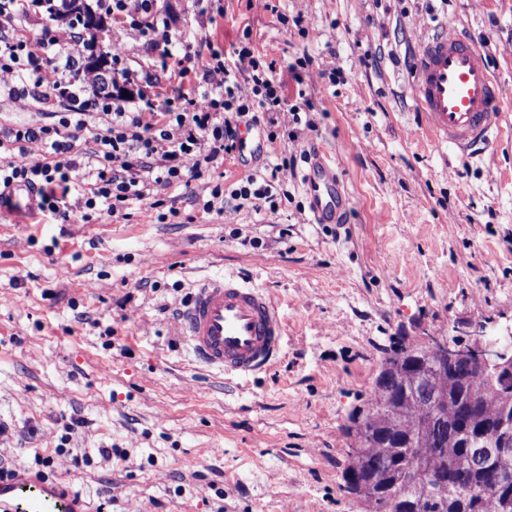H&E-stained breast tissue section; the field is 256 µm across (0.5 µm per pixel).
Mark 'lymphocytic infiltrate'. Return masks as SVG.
I'll use <instances>...</instances> for the list:
<instances>
[{
  "mask_svg": "<svg viewBox=\"0 0 512 512\" xmlns=\"http://www.w3.org/2000/svg\"><path fill=\"white\" fill-rule=\"evenodd\" d=\"M54 17H69L70 0H0V95L24 103L42 88L69 93L84 76L74 47L61 46L50 37L31 46L15 35L27 23L32 10ZM100 10L105 17H131L146 44L166 47L171 40L167 15L155 9V0H108ZM65 57L63 70L51 69L53 57ZM236 66H229L213 50L209 39H201L189 53L194 68L213 89L214 98H196L183 87H174L163 99L140 97L138 104L118 93L94 92L78 109L55 125L26 126L0 130V199H7L19 186L36 190L37 208L57 223L70 219L65 197L76 177L89 182L87 209L107 205L109 214L122 216L127 205L142 202L143 219L157 221V187L180 185L199 179L234 156L240 146L241 126L266 124L269 141L279 133L297 140L299 129L316 131L312 106L284 105L285 83L275 69L262 65L249 47L237 52ZM92 112H106L110 122L94 132L91 150H79L77 142ZM40 144L41 155H33L31 144ZM307 150H286L279 163L263 173H252L225 186H214L209 196L199 197L204 213L237 212L246 207L278 210L295 178L299 163L308 162Z\"/></svg>",
  "mask_w": 512,
  "mask_h": 512,
  "instance_id": "obj_1",
  "label": "lymphocytic infiltrate"
}]
</instances>
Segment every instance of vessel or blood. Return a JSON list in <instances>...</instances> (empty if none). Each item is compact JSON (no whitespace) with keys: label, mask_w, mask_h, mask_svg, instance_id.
Instances as JSON below:
<instances>
[{"label":"vessel or blood","mask_w":512,"mask_h":512,"mask_svg":"<svg viewBox=\"0 0 512 512\" xmlns=\"http://www.w3.org/2000/svg\"><path fill=\"white\" fill-rule=\"evenodd\" d=\"M410 71L414 101L438 144L468 160L504 135L500 86L484 53L455 22L422 38ZM304 187L314 223H342L346 195L335 162L315 154ZM176 320L194 358L231 378H254L282 353L284 322L277 305L262 289L233 275L195 281ZM0 512H82V503L65 483L18 469L0 479Z\"/></svg>","instance_id":"1"}]
</instances>
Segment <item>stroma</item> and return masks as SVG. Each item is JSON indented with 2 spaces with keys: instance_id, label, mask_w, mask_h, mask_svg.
Masks as SVG:
<instances>
[{
  "instance_id": "obj_1",
  "label": "stroma",
  "mask_w": 512,
  "mask_h": 512,
  "mask_svg": "<svg viewBox=\"0 0 512 512\" xmlns=\"http://www.w3.org/2000/svg\"><path fill=\"white\" fill-rule=\"evenodd\" d=\"M159 0L171 17L167 56L126 35L125 67L159 92H207L186 56L209 38L226 64L239 43L288 74V104L315 107L299 143L328 154L348 207L316 224L302 183L278 212L203 213L197 197L276 163L159 192L177 217L151 223L105 206L90 219L28 224L0 213V467L64 480L86 512H363L342 480L347 416L384 357L453 325L512 324V137L462 161L429 138L409 83L427 31L470 30L504 89L512 127V0ZM303 15V27L290 22ZM335 71V79L320 71ZM57 95L0 97V128L55 122ZM241 237H234L233 229ZM240 274L285 319L280 361L249 382L198 369L172 310L191 282ZM126 449L103 461L99 449Z\"/></svg>"
}]
</instances>
